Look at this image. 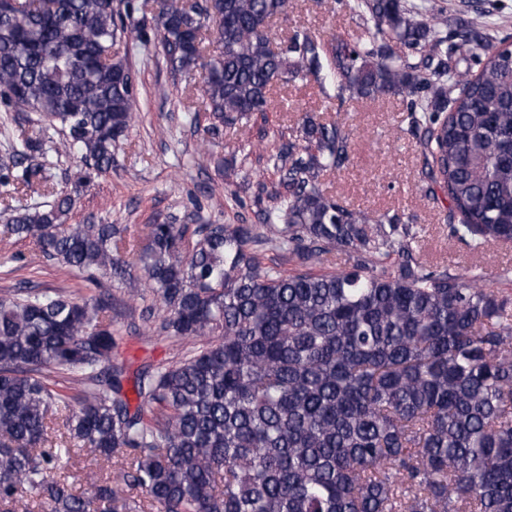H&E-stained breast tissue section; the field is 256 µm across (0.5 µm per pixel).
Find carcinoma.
<instances>
[{"label": "carcinoma", "instance_id": "carcinoma-1", "mask_svg": "<svg viewBox=\"0 0 512 512\" xmlns=\"http://www.w3.org/2000/svg\"><path fill=\"white\" fill-rule=\"evenodd\" d=\"M0 0V105L38 114L6 129L0 185L36 191L72 155L71 190L12 208L9 235L98 293L29 286L0 296V512H512V313L482 272L423 262L399 215L338 203L322 176L350 159L341 121L258 125L279 84L332 82L336 98L401 96L451 233L512 242V45L450 49L443 12L406 0H336L362 34L296 31L272 47L290 0ZM152 30L173 83L204 69L206 131L254 128L224 161L253 190L258 224H67L73 194L112 168L136 117L122 35ZM418 53L414 66L389 42ZM479 60L474 72L466 65ZM273 170L248 181L236 159ZM276 253L271 264L261 253ZM347 257L341 271L314 273ZM117 284L132 298L124 306ZM171 340L179 361L125 390L112 318ZM112 464L94 497L61 472L71 449Z\"/></svg>", "mask_w": 512, "mask_h": 512}]
</instances>
